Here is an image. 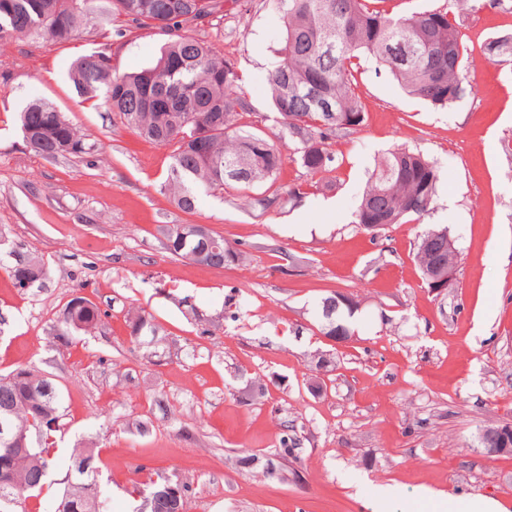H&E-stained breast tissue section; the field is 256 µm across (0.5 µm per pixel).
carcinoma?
<instances>
[{"instance_id": "carcinoma-1", "label": "carcinoma", "mask_w": 512, "mask_h": 512, "mask_svg": "<svg viewBox=\"0 0 512 512\" xmlns=\"http://www.w3.org/2000/svg\"><path fill=\"white\" fill-rule=\"evenodd\" d=\"M386 0H272L282 13L284 35L280 60L268 74L275 110L288 141L311 175L332 170L331 141L351 137L363 127L365 111L356 93L359 60L368 56L377 68L396 80L404 92L435 107L446 108L465 92L464 56L467 46L460 28L468 0H450V7L397 15L377 6ZM93 0H0V42L17 35L46 33L57 42L79 34L93 10ZM224 11V0H104L99 18L108 24L121 16L135 25L171 36L156 62L138 72H112L105 51L80 57L70 78L76 92L95 98L104 91V104L145 139L173 147L167 189L177 206L192 212L197 191L216 195L235 190L248 205L262 213L285 196L275 187L284 162L281 137L270 135L244 121L248 104L235 64L212 52L204 42L182 34L190 23H202ZM25 142L38 155L53 159L80 156L89 146L77 127L49 102L34 100L19 113ZM440 181L439 172L418 151L396 148L377 159L375 169L354 214L355 223L403 224L420 219L431 210ZM261 193L256 190L261 186ZM179 225H161L169 252L195 260L202 241L194 234H178ZM450 235L446 227L430 228L418 238L415 258L421 272L438 263L448 268ZM213 248L200 262L222 268L246 260L247 252L213 234ZM47 275L43 259L27 257L26 266L11 269L12 280L24 272ZM101 320L97 305L83 313L84 327L66 321L52 325L61 340L85 334ZM127 322L133 337L156 335L153 318L132 308ZM26 381L12 382L0 375V407L24 401L14 411L13 422L26 429L36 467L20 465L14 482L0 485V512H13L11 499L21 503L19 512L37 499L56 469L51 455L54 433L51 421L60 419L61 394L47 378L24 369ZM55 413L53 420L41 411ZM297 438L283 433L274 458H297ZM99 457L93 448H76L70 457L62 496L78 502L79 512H105L99 484ZM249 464L265 479L278 476L273 458L254 455ZM172 483L162 478L147 490L144 500L162 512V490Z\"/></svg>"}]
</instances>
